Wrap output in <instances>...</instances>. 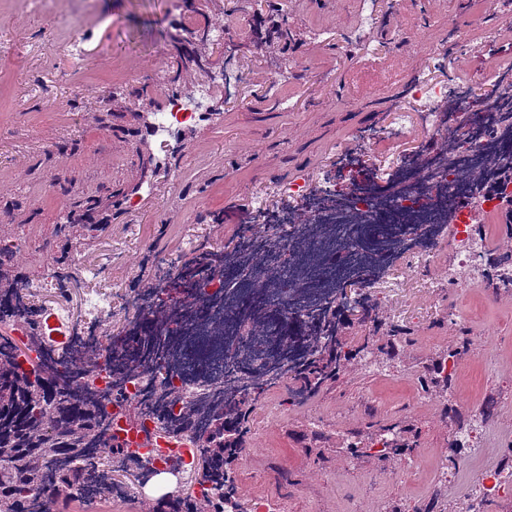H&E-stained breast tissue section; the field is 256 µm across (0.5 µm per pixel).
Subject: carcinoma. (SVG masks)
Here are the masks:
<instances>
[{"label": "carcinoma", "instance_id": "carcinoma-1", "mask_svg": "<svg viewBox=\"0 0 512 512\" xmlns=\"http://www.w3.org/2000/svg\"><path fill=\"white\" fill-rule=\"evenodd\" d=\"M182 2L199 20L185 27L178 23L168 34L177 52V67L165 80L173 94L183 90V75L194 72L209 77L218 65L212 59L215 36L208 18L195 0ZM266 2L268 14L252 16L254 29L276 20L277 46L286 50L295 41L296 30L287 12L274 8V0ZM99 228L98 224H73L67 214L59 217L53 232L66 237L70 251L76 252ZM19 251L17 238L0 234V323L23 317L30 325L28 340L21 345L0 333V512H59L80 500L84 483L90 479L95 483L94 500H108L120 488L112 469L103 455L88 461L109 430L107 407L120 402V386L127 379L170 356L173 345L168 326L180 318L185 305L170 304L163 298L155 306H144L132 297L129 303L135 316L123 334L109 342L105 353H100L92 339L52 352L40 333L44 308L25 288L27 280L14 271ZM213 255L209 248H198L193 266L179 268L178 280L191 288L224 271V265L213 263ZM493 270L496 288L511 290L512 253L498 254ZM375 279L374 275L359 276L362 286L349 303L293 314L289 304H271L261 294L239 304L237 314L242 323L258 331L276 322L280 342L293 352L282 403L297 405L335 383L354 362L366 357L391 358L397 346L410 341L403 329L389 326L383 319L381 303L368 291ZM367 322L373 324V330L356 341L351 339L350 330ZM468 351L470 340L463 336L459 347L439 356L422 379L425 391H448L453 374L443 372L445 363L458 361ZM103 356L112 368L115 394L110 399L77 390L72 377L73 366L80 363L90 370ZM281 377L277 370L252 375L241 389L229 394L223 391L221 399L213 401L212 423L197 438L201 454L194 463L206 500L198 499L195 490L184 488L149 504L148 512H252L237 493L232 466L248 447L258 402L278 387ZM157 419L161 431H181L192 427L194 407L185 405L177 413L166 410L157 414ZM111 448L112 454L122 457L123 471L147 469V463L126 452L118 438H112ZM342 448L357 456L388 459L404 453L410 445L395 426L383 425L370 436L344 439Z\"/></svg>", "mask_w": 512, "mask_h": 512}]
</instances>
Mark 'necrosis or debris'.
<instances>
[{
    "label": "necrosis or debris",
    "mask_w": 512,
    "mask_h": 512,
    "mask_svg": "<svg viewBox=\"0 0 512 512\" xmlns=\"http://www.w3.org/2000/svg\"><path fill=\"white\" fill-rule=\"evenodd\" d=\"M209 102L201 84L168 98L165 111L154 115L152 137L170 139L206 114ZM387 135L414 141L388 168H371L365 178L340 186L314 185L302 177L257 192L246 220L263 225V232L253 235L223 275L190 291L189 314L170 326L177 338L173 357L159 372L125 384L122 396L129 404L162 401L165 385L174 386L181 401L197 409L193 428L162 434L155 418L144 416L131 425L109 406L110 434L127 452L150 461L168 483L187 475L196 438L209 426L207 404L217 386L239 388L241 368L257 372L280 354L273 332L250 333L232 315L241 293L260 290L276 302L286 296L309 305L327 297L337 280L392 257L425 268L439 236L448 237L455 254L449 287L461 292L482 284L486 252L479 221L512 197V183L503 181L498 168L500 159L512 158V71H500L495 92L477 102L465 83L452 78L414 85L393 112ZM374 224L385 225V233L373 235ZM354 235L358 246L345 248L344 239ZM277 267L287 268L289 289L268 282V272ZM29 288L55 297L42 317L47 343L62 346L86 330L106 342L110 292L87 290L80 299L85 318L78 321L62 281L47 273Z\"/></svg>",
    "instance_id": "necrosis-or-debris-1"
}]
</instances>
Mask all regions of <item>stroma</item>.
<instances>
[{
    "label": "stroma",
    "instance_id": "stroma-1",
    "mask_svg": "<svg viewBox=\"0 0 512 512\" xmlns=\"http://www.w3.org/2000/svg\"><path fill=\"white\" fill-rule=\"evenodd\" d=\"M25 2L0 0V42L12 46L0 55V229L19 232L15 269L35 278L61 244L52 226L62 210L126 192L121 207L104 210L105 228L82 255L88 264L111 256V266L98 281L78 278L69 294L75 307L91 285L110 290L115 329L133 313L132 289L149 282L151 258L180 266L193 256L186 240L230 242L256 192L304 175L321 179L355 138L377 137L378 153L396 152L397 142L380 134L413 81L467 80L482 99L504 60L485 50V29L512 46L504 22L512 0H376L369 24L360 0H288L298 38L287 53L238 54L235 87L214 83L209 118L162 145L147 127L176 65L169 0H93L88 15H36ZM265 9L261 0H206L210 21L238 42L252 39L243 19ZM428 27L458 37L439 66L422 40ZM77 34L86 52L76 61L62 47ZM144 156L152 160L145 171ZM453 259L443 240L430 268L398 263L390 271L398 287L383 298L384 318L410 337L393 359L372 371L351 365L302 405L283 407L281 389L268 392L234 465L246 502L273 512H414L434 501L441 512H469L483 493L477 472L501 466L512 440V297L484 285L447 288ZM463 334L471 349L448 392L418 395V377ZM487 405L493 418L475 420L473 408ZM393 423L416 433L405 458L340 447L347 433ZM458 423L472 435L459 453L450 434ZM454 456L457 466L442 470Z\"/></svg>",
    "mask_w": 512,
    "mask_h": 512
}]
</instances>
